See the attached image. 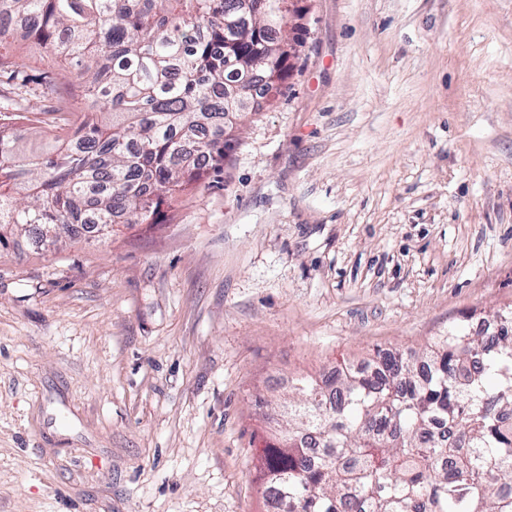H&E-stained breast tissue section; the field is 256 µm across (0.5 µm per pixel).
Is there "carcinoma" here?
Segmentation results:
<instances>
[{
    "instance_id": "carcinoma-1",
    "label": "carcinoma",
    "mask_w": 512,
    "mask_h": 512,
    "mask_svg": "<svg viewBox=\"0 0 512 512\" xmlns=\"http://www.w3.org/2000/svg\"><path fill=\"white\" fill-rule=\"evenodd\" d=\"M288 0H0V79L24 71L12 20L93 99L35 149L0 124V247L109 224H156L173 195L224 172L236 132L262 111L288 43ZM493 352L451 326L410 361L301 378L262 459L283 512H512V306Z\"/></svg>"
}]
</instances>
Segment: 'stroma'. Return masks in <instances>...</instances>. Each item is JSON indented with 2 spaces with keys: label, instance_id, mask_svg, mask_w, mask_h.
<instances>
[{
  "label": "stroma",
  "instance_id": "1",
  "mask_svg": "<svg viewBox=\"0 0 512 512\" xmlns=\"http://www.w3.org/2000/svg\"><path fill=\"white\" fill-rule=\"evenodd\" d=\"M274 105L220 176L120 227L0 248V512H267L296 379L512 305V0H299ZM0 108L74 81L31 41Z\"/></svg>",
  "mask_w": 512,
  "mask_h": 512
}]
</instances>
